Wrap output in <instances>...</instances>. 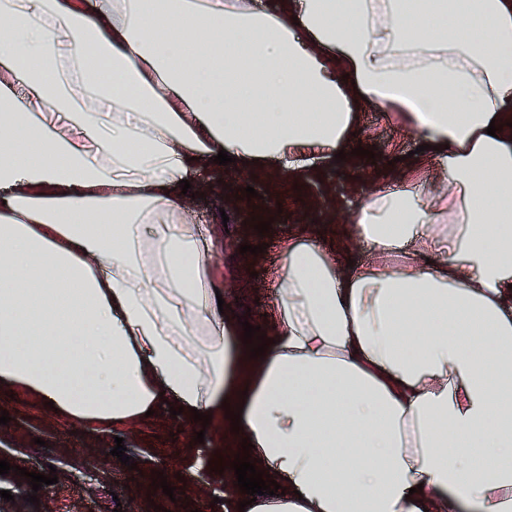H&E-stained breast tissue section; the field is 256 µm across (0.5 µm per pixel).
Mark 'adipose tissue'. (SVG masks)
Returning a JSON list of instances; mask_svg holds the SVG:
<instances>
[{"label":"adipose tissue","mask_w":512,"mask_h":512,"mask_svg":"<svg viewBox=\"0 0 512 512\" xmlns=\"http://www.w3.org/2000/svg\"><path fill=\"white\" fill-rule=\"evenodd\" d=\"M364 104L445 190L374 191L363 266L300 226L251 357L180 182L222 150L309 177ZM510 111L512 0H0V387L84 424L241 408L283 494L232 476L224 512H512Z\"/></svg>","instance_id":"adipose-tissue-1"}]
</instances>
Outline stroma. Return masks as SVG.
I'll return each instance as SVG.
<instances>
[{
  "mask_svg": "<svg viewBox=\"0 0 512 512\" xmlns=\"http://www.w3.org/2000/svg\"><path fill=\"white\" fill-rule=\"evenodd\" d=\"M363 148L374 158L348 156L346 160L300 182L273 181L263 167L241 172L224 167L225 179L237 201L226 207L227 225L217 224L213 206L198 205L190 214L201 225L205 238L217 239L209 252L212 264L224 275L226 302L252 326L267 328L264 318L272 309L273 278L280 265L283 244L299 225L317 230L316 244L323 251L340 252L343 259L362 263L368 248L360 241H346L344 230L353 211L380 184L405 176L408 152L419 139L399 119L366 105L358 112ZM255 196L245 197L246 187ZM260 215L271 219L269 233L258 234L252 221ZM263 246V253H240L243 244ZM169 402L154 414L131 424L104 429L75 424L48 409L29 393H0V412L11 420L0 424V460L40 474L55 472L58 481L32 489L27 479L9 473L0 475V512H154L179 505V512H220L213 500L227 490L225 476L214 472L215 461L230 463L233 447L224 443V420L212 418L209 425L172 416ZM204 442H195L196 432ZM123 438L132 466L122 465L111 451L115 438ZM164 473L175 489L165 495L153 488L157 473ZM37 494L38 503L27 502Z\"/></svg>",
  "mask_w": 512,
  "mask_h": 512,
  "instance_id": "1",
  "label": "stroma"
}]
</instances>
